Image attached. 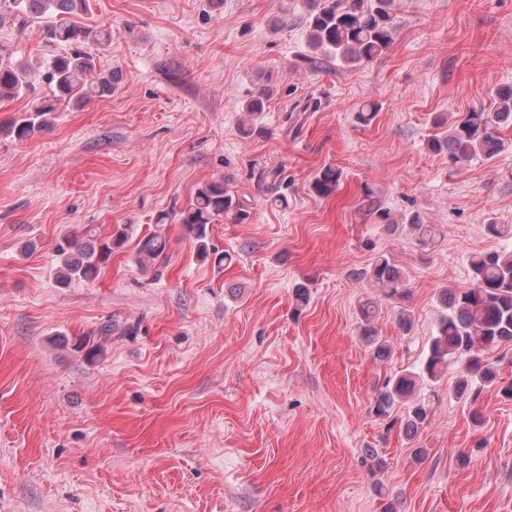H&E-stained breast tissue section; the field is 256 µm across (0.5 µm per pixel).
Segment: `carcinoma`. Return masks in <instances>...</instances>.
<instances>
[{
    "label": "carcinoma",
    "mask_w": 512,
    "mask_h": 512,
    "mask_svg": "<svg viewBox=\"0 0 512 512\" xmlns=\"http://www.w3.org/2000/svg\"><path fill=\"white\" fill-rule=\"evenodd\" d=\"M394 0H306L304 23L308 30L311 53L302 57L309 70L317 72L329 62L356 66L383 56L394 40L398 20ZM9 9L41 20V40L61 48L50 56L18 59L10 46L0 42V101L24 99L19 117L7 127V133L18 141H28L53 125L55 113L71 106L79 108L95 98L112 95V73L97 71V52L112 41V29L91 23V0H9ZM48 85L43 91L41 83ZM270 90L263 88L246 104L248 122L241 132L249 138L262 133L256 121L265 110ZM497 100L491 110L481 108L462 115L451 129L437 115L433 127L438 132L429 136L427 148L436 154L445 153L453 164L474 159H490L501 146L500 130L512 126V88L496 91ZM342 171L327 166L311 183L312 193L319 198L333 195L341 183ZM259 182L276 192L274 202L288 207V197L279 192L281 171L263 170ZM235 209L247 215L242 202L233 199L224 181L214 180L197 188L180 210L179 224L196 243L197 258L220 267L230 256L209 247L208 231L216 217ZM403 227L422 247L436 243L440 230L426 224L419 215L407 219ZM128 240L127 225H117L106 241L96 230L84 226L71 231L57 249L55 282L61 287L92 283L106 266L112 253L123 248ZM168 240L156 232L138 241L136 259L147 268L167 258ZM363 279L376 292L399 305L398 325L407 330L411 319L404 303L410 298L403 271L386 253L378 254ZM438 300L443 308L427 351L418 370H401L386 379L376 394L372 413L388 419V428L398 425L413 438L427 421L434 392L426 398L417 397L418 386L438 383L453 363L466 364L454 382L453 391L460 400L476 402L485 389L512 400V380L501 377L495 363L482 355L512 343V250H493L471 256L469 286L444 288ZM376 305L367 301L360 306V336L372 357L386 362L393 356L389 342L380 336L374 325ZM403 414L392 417L396 407Z\"/></svg>",
    "instance_id": "1"
}]
</instances>
